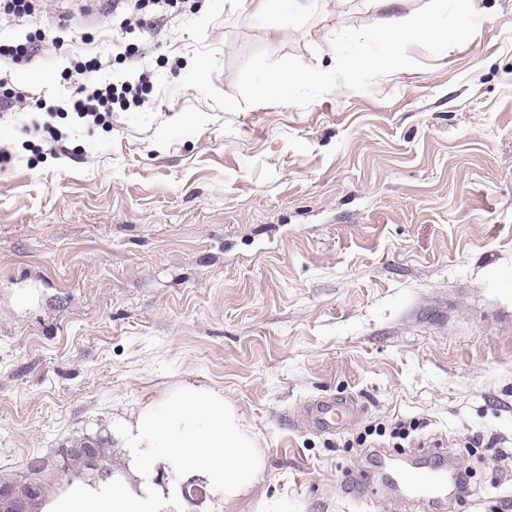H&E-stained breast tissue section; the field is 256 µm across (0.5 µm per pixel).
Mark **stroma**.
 <instances>
[{"label": "stroma", "instance_id": "1", "mask_svg": "<svg viewBox=\"0 0 512 512\" xmlns=\"http://www.w3.org/2000/svg\"><path fill=\"white\" fill-rule=\"evenodd\" d=\"M48 0L53 58L0 61L34 99L74 91L73 56L110 54L112 8ZM299 17L224 8L206 33L232 95L255 50L330 69L329 41L381 19L368 0H305ZM474 37L368 91L307 108L229 114L180 82L193 48L178 20L161 48L113 60L99 82L147 69L144 106L111 129L55 124L75 154L29 148L38 110L0 117V479L108 432L182 385L224 393L262 461L233 498L159 464L179 512H420L380 487L356 440L416 422L472 474L444 512H512V472L467 437L512 449V0H483ZM350 399L345 430L296 429L318 397Z\"/></svg>", "mask_w": 512, "mask_h": 512}]
</instances>
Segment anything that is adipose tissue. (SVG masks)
Wrapping results in <instances>:
<instances>
[{
  "label": "adipose tissue",
  "mask_w": 512,
  "mask_h": 512,
  "mask_svg": "<svg viewBox=\"0 0 512 512\" xmlns=\"http://www.w3.org/2000/svg\"><path fill=\"white\" fill-rule=\"evenodd\" d=\"M371 2L386 12L371 32L376 43L391 49L421 37L447 45L436 9L413 18L401 11L405 0ZM109 437L127 448L135 483L86 485L50 499L44 512H163L166 495L149 481L161 461L204 479L228 497L251 485L261 471L254 442L234 408L222 392L203 386L184 385L140 410L134 420H113Z\"/></svg>",
  "instance_id": "1"
}]
</instances>
